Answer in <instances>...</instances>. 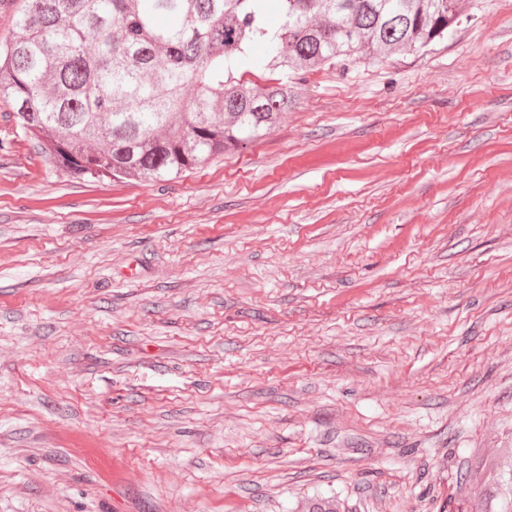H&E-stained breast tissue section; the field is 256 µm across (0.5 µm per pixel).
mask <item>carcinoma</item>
<instances>
[{"label": "carcinoma", "instance_id": "cac0c4a2", "mask_svg": "<svg viewBox=\"0 0 512 512\" xmlns=\"http://www.w3.org/2000/svg\"><path fill=\"white\" fill-rule=\"evenodd\" d=\"M23 0L0 45V101L81 178L170 181L260 141L294 99L265 72L345 68L443 42L460 0ZM261 47L263 55L254 54ZM470 512H512L489 460Z\"/></svg>", "mask_w": 512, "mask_h": 512}]
</instances>
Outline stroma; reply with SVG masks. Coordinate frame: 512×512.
<instances>
[{
    "label": "stroma",
    "mask_w": 512,
    "mask_h": 512,
    "mask_svg": "<svg viewBox=\"0 0 512 512\" xmlns=\"http://www.w3.org/2000/svg\"><path fill=\"white\" fill-rule=\"evenodd\" d=\"M466 13L170 182L0 103V512H468L512 464V0Z\"/></svg>",
    "instance_id": "35a3bbf8"
}]
</instances>
